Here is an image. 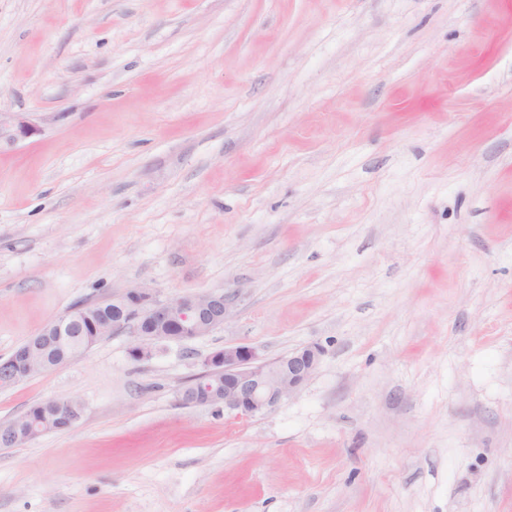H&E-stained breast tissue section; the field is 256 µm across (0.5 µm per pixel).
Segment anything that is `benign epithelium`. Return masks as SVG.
Masks as SVG:
<instances>
[{
    "mask_svg": "<svg viewBox=\"0 0 512 512\" xmlns=\"http://www.w3.org/2000/svg\"><path fill=\"white\" fill-rule=\"evenodd\" d=\"M39 131L38 125L25 116L13 119L6 127L0 122V139L14 141ZM120 312L102 321L101 335L125 333L134 338L129 348L135 360L148 357L149 337L166 336L168 340H188L209 334L224 325L234 314L237 295L203 293L156 301L151 290L132 287L113 297ZM101 303L78 306L53 319L37 335L28 339L19 354L0 361V388L11 387L20 381L38 375L53 367L47 353L49 339L57 341L74 335L85 318ZM322 356L317 344L303 346L271 363L260 359L257 350L247 345H226L205 357V375L221 377L224 386L209 384L197 388L195 404L224 406V411L239 416L262 414L284 399L298 393L316 372ZM51 416L35 418L31 415L0 425L4 440L0 446L12 448L17 441L32 442L43 433L65 422L77 423L84 407L75 406L66 398L50 399Z\"/></svg>",
    "mask_w": 512,
    "mask_h": 512,
    "instance_id": "7a95c632",
    "label": "benign epithelium"
}]
</instances>
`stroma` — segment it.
<instances>
[{"label":"stroma","mask_w":512,"mask_h":512,"mask_svg":"<svg viewBox=\"0 0 512 512\" xmlns=\"http://www.w3.org/2000/svg\"><path fill=\"white\" fill-rule=\"evenodd\" d=\"M0 358L142 285L237 295L0 389V512H512V0H0ZM315 343L239 417L227 344ZM39 128L36 123L31 121L28 117L17 116L13 119L10 126L5 127L0 117V141L6 137L10 141H15L18 138L29 137L38 132ZM322 353L319 345L310 344L267 363L253 347L224 345L203 360L204 376L223 378L224 387L200 386L194 404L223 405L224 412L239 416L262 414L303 388L316 372ZM60 399H64V401ZM70 399L58 398L47 400L46 403H49L53 408V413L49 417L43 415L34 418L31 415H27L23 420H12L1 424L0 429L1 433H3L4 441L0 440V446L6 448L15 447L19 439L27 441L26 444H29L41 434L55 429L56 425L62 421L67 422L72 427L81 419L84 407L74 406ZM67 429L69 427H58L55 431Z\"/></svg>","instance_id":"35a3bbf8"}]
</instances>
